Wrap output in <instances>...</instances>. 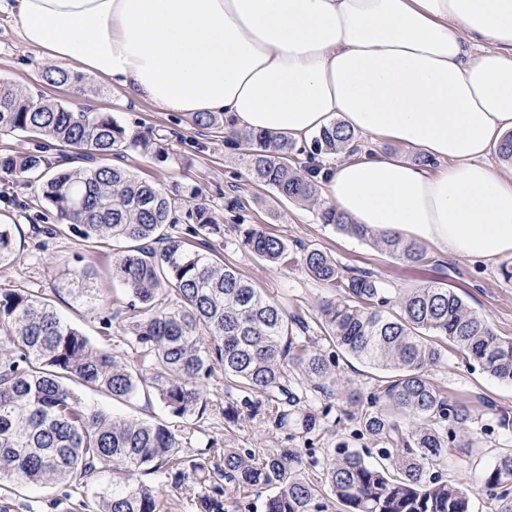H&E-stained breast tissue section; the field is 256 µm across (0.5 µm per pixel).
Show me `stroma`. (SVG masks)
<instances>
[{
	"label": "stroma",
	"mask_w": 512,
	"mask_h": 512,
	"mask_svg": "<svg viewBox=\"0 0 512 512\" xmlns=\"http://www.w3.org/2000/svg\"><path fill=\"white\" fill-rule=\"evenodd\" d=\"M52 63L41 51L26 47L12 16L0 7V81L32 94L68 103L74 109L90 107L110 113L127 133H142L162 138L165 152L158 155L142 150L126 152L119 164L132 173L155 181L181 194L197 191L220 209L224 217V237L214 241L218 256L237 267L239 272L268 297L282 304L309 328L310 338H322L320 305L335 298L334 289L310 277L301 266L284 268L264 263L239 244L237 223L259 224L287 241L291 251L318 248L326 251L346 272L369 273L383 290L384 298L397 300L407 288L441 282L458 293L482 315L494 332L512 337V256L493 260H468L449 256L429 247L430 260L419 266H407L393 259L375 245L321 224L313 210L285 201L270 188L257 184L241 164V151L224 139L223 126H191L187 117L164 112L151 103L125 102L106 79L86 75L89 94L76 96L67 87H53L42 80ZM36 152L62 168L71 167L72 153L55 140L44 136H0V153ZM240 198L244 207L227 209L231 198ZM0 212L13 219L14 252L0 263V288L35 289L50 298L63 317L78 326L93 343L122 355L127 351L120 338V323L103 329L101 320L112 315L111 305L103 301H75L72 289L80 287L85 268H96L98 284L112 290L106 272L112 266L111 243L93 245L66 225L57 223L55 212L33 187L15 176L0 172ZM431 381L448 396L450 403L464 404L466 422L446 420L442 428L448 435V454L435 472L445 479H457L470 485L474 512H490V491L483 476L495 456L512 448V384L485 372L475 361L465 360L455 348H448L443 363L429 369ZM207 409L180 423L179 431L186 454L194 455L210 443L230 448L300 449L309 477L320 478L330 451L348 445L365 460H376L378 446L369 437L359 435L345 411V402L325 400L309 393L302 413L314 415L313 433L301 427V415H293L288 427L250 417L246 405H238L235 419H225L224 380L213 374L205 382ZM80 396L100 408L146 421L166 419L167 412L158 397H137L121 404L111 398L80 389ZM475 437L476 447L464 449L468 437ZM112 482L110 470H101L78 497L63 498L58 488H24L8 503V512H28L42 508L45 501L56 500L54 512H73L79 498L95 499Z\"/></svg>",
	"instance_id": "35a3bbf8"
}]
</instances>
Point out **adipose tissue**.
I'll return each instance as SVG.
<instances>
[{"instance_id": "1", "label": "adipose tissue", "mask_w": 512, "mask_h": 512, "mask_svg": "<svg viewBox=\"0 0 512 512\" xmlns=\"http://www.w3.org/2000/svg\"><path fill=\"white\" fill-rule=\"evenodd\" d=\"M23 43L124 99L309 141L347 129L415 151L338 160L354 223L473 260L512 255V0H13Z\"/></svg>"}]
</instances>
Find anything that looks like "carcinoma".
<instances>
[{
    "label": "carcinoma",
    "instance_id": "carcinoma-1",
    "mask_svg": "<svg viewBox=\"0 0 512 512\" xmlns=\"http://www.w3.org/2000/svg\"><path fill=\"white\" fill-rule=\"evenodd\" d=\"M44 80L75 87L83 77L57 67L46 70ZM12 134L49 137L78 149L76 158L85 161L51 174L43 156L17 151L0 156V171L36 184L57 218L83 239L125 243L112 263L123 295L112 292V305L124 315L129 351L118 356L93 345L35 290L0 288V348H8L0 356V502L28 486L59 487L69 498L71 488L108 468L112 487L92 505L80 501L82 512H160L159 490L133 480L139 471L160 472L176 488L189 482L204 488L198 496L203 512H224L226 486L269 492L267 512H314L318 485L305 476L295 448L258 454L211 445L199 456L184 455L173 421L206 408L201 380L219 369L226 397L234 389L250 394L245 404L280 428L303 403L305 385L325 399L340 394L354 407L348 416L382 446V463L347 448L330 454L322 481L344 512H471V488L429 474L448 454L441 421L450 414L464 420L467 411L450 405L426 370L444 360L446 340L490 375L512 381V339L496 335L456 292L433 282L405 291L389 308L372 276L347 277L326 252L310 249L301 256L304 268L340 289V297L321 307L327 353L295 334L299 318L236 267L204 253L224 238L222 219L205 198L170 194L127 169L98 164L145 150L151 139L127 134L107 112L74 110L1 80L0 135ZM227 139L244 147L255 181L316 210L321 223L404 264L426 259L419 242L377 233L329 205L321 196V167L296 165L292 140L247 129ZM363 148L358 134L339 123L313 139L318 154L354 156ZM180 222L185 236L166 232ZM238 228L243 249L270 264H288L280 237L254 224ZM94 277V269L83 270L76 299L104 300ZM338 350L388 374L367 405L339 387ZM78 387L117 401L155 394L170 421L117 417L85 404ZM406 415L416 420L409 431L401 423ZM484 483L490 489L512 485V450L499 455Z\"/></svg>",
    "mask_w": 512,
    "mask_h": 512
}]
</instances>
